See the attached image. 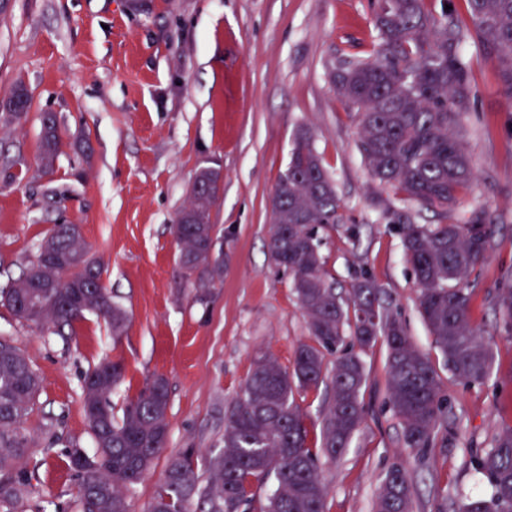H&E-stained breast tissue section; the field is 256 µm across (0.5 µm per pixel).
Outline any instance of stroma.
I'll list each match as a JSON object with an SVG mask.
<instances>
[{
    "label": "stroma",
    "mask_w": 512,
    "mask_h": 512,
    "mask_svg": "<svg viewBox=\"0 0 512 512\" xmlns=\"http://www.w3.org/2000/svg\"><path fill=\"white\" fill-rule=\"evenodd\" d=\"M374 51L367 0H8L0 9V100L19 82L31 100L21 121H0V290L19 279L54 225L78 224L128 315L118 337L94 314L61 337L0 305V337L26 353L41 379L21 425L31 493L16 512H78L63 451L94 448L82 386L101 361L125 365L115 410L153 377L169 384L167 447L129 493L131 512H146L169 457L195 449L206 473L223 446L225 407L257 355L271 352L289 366L309 334L268 239L270 200L301 126L343 205V223L324 235L331 281L347 289L366 270L383 285L448 401L432 447L411 453L389 406L386 347L364 353L365 422L340 458L320 464L329 512H373L398 461L412 475L413 512H455L488 490L470 455L512 429V328L494 306L512 279V105L494 65L466 42L474 99L462 134L477 178L454 209L414 211L418 223L439 224L481 206L495 224L469 310L493 347L492 375L466 386L435 349L397 228L382 218L401 209L400 195L372 181L357 149V116L328 78L340 60ZM44 112L58 118L59 157L49 174L37 159ZM206 167L221 174L211 219L224 276L196 288L179 267L172 226Z\"/></svg>",
    "instance_id": "1"
}]
</instances>
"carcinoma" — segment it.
Segmentation results:
<instances>
[{
    "mask_svg": "<svg viewBox=\"0 0 512 512\" xmlns=\"http://www.w3.org/2000/svg\"><path fill=\"white\" fill-rule=\"evenodd\" d=\"M471 25L453 0H370L376 50L369 58H345L329 72L337 95L358 112V148L371 178L391 186L402 201L448 211L476 179L471 155L455 133L469 115L471 73L462 53L469 40L494 61L500 84L512 98V0H464ZM451 9H446V6ZM30 105L23 83L15 85L0 115L22 118ZM39 162L50 171L57 157V117L41 115ZM220 173L200 170L190 204L173 233L179 267L196 288L213 286L219 268L209 250L215 225L210 211ZM269 252L291 278L307 320L311 342L300 344L291 365L258 355L241 392L225 412L224 446L210 462L206 485L191 448L169 459L147 512H254L257 491L269 478L275 489L261 512H327L328 490L319 463L348 448L365 419L362 391L367 373L361 353L383 340L387 347L389 404L399 420L404 447L420 453L432 446L445 398L431 360L407 335L384 299L385 289L361 273L346 296L336 293L321 254V232L343 220L336 185L304 126L271 201ZM399 235L417 284L419 312L448 372L460 383L487 381L493 354L468 321L471 275L491 256L494 224L483 211L462 224H418L395 212ZM100 262L90 255L77 224H56L41 241L22 278L0 293V303L18 317L50 324L62 336L87 313L101 315L112 335L123 333L125 311L104 287ZM496 310L512 324V285L497 290ZM359 352L344 351L345 332ZM334 359L329 360L327 356ZM124 378L119 362L104 361L87 374L84 412L95 443L88 455L68 448L64 457L78 480L79 512H130L126 491L144 479L166 448L169 390L156 376L116 417L110 396ZM327 389L319 443L311 446L296 396ZM39 390L29 359L0 339V505L29 491L25 458L29 443L20 425ZM491 486L459 512H512V430L472 458ZM374 512H413L409 470L393 464L385 474Z\"/></svg>",
    "mask_w": 512,
    "mask_h": 512,
    "instance_id": "1",
    "label": "carcinoma"
}]
</instances>
